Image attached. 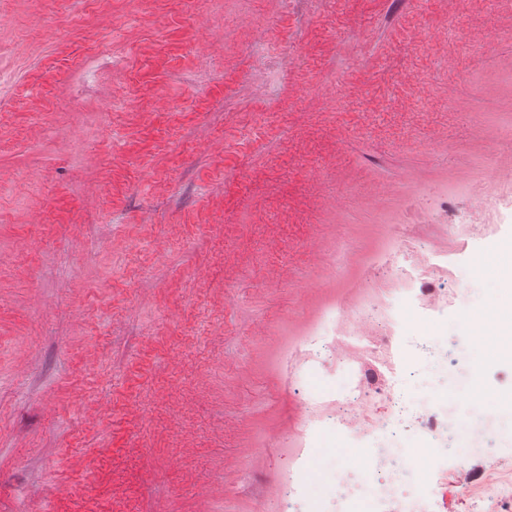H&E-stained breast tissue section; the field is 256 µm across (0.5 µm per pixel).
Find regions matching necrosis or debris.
Listing matches in <instances>:
<instances>
[{
  "instance_id": "obj_1",
  "label": "necrosis or debris",
  "mask_w": 512,
  "mask_h": 512,
  "mask_svg": "<svg viewBox=\"0 0 512 512\" xmlns=\"http://www.w3.org/2000/svg\"><path fill=\"white\" fill-rule=\"evenodd\" d=\"M497 209L512 211V195L488 199L482 184L471 190L470 205L460 209L440 202L438 211L452 224L469 223L473 213ZM424 263H405L403 258L378 260L372 267V281L396 279L397 288L384 305L375 300L337 301L325 309L314 331L288 346L289 359L307 356L314 365L326 366L355 381L351 395L329 402L328 412H313V403L302 399L296 404L297 421L302 439L314 438L325 428L352 429L360 437L375 439L371 448L356 452L353 472L337 478L331 506H320L319 512H428L426 495H410L404 487L413 482V459L419 449L408 451L391 447L390 436L403 427L416 428L433 443V454L448 452V438L456 426L460 406L449 401L444 407H430L424 413H413L401 405L398 379L407 366L399 333L410 325L415 309L427 307L438 290L424 279ZM352 328L353 349L368 348L369 356L382 364L380 379L369 377L364 358H350L348 352L329 342L335 327ZM368 356V357H369ZM388 403L390 413L374 418L371 409L376 401ZM460 469L448 473V484L461 487L474 512H512V468L489 466L480 481L461 485Z\"/></svg>"
}]
</instances>
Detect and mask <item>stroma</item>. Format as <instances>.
Wrapping results in <instances>:
<instances>
[{
	"instance_id": "35a3bbf8",
	"label": "stroma",
	"mask_w": 512,
	"mask_h": 512,
	"mask_svg": "<svg viewBox=\"0 0 512 512\" xmlns=\"http://www.w3.org/2000/svg\"><path fill=\"white\" fill-rule=\"evenodd\" d=\"M22 65L0 94V174H26L0 187V512H254L298 398L344 391L286 380L282 337L397 248L450 251L455 290L415 312L437 354L406 402L483 395L468 475L512 467L500 366L462 340L512 215L431 210L512 181V0H0V73ZM365 445L319 436L300 512ZM469 414L474 416V421L471 424L473 439L479 443L484 436L486 426L494 421V417L484 412L482 401L475 396L470 399Z\"/></svg>"
}]
</instances>
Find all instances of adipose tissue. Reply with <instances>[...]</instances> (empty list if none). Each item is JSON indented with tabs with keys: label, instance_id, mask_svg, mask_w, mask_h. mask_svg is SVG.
<instances>
[{
	"label": "adipose tissue",
	"instance_id": "1",
	"mask_svg": "<svg viewBox=\"0 0 512 512\" xmlns=\"http://www.w3.org/2000/svg\"><path fill=\"white\" fill-rule=\"evenodd\" d=\"M494 261L499 272L496 300L488 310L470 322L471 335L487 337L512 335V243H499L494 250Z\"/></svg>",
	"mask_w": 512,
	"mask_h": 512
}]
</instances>
